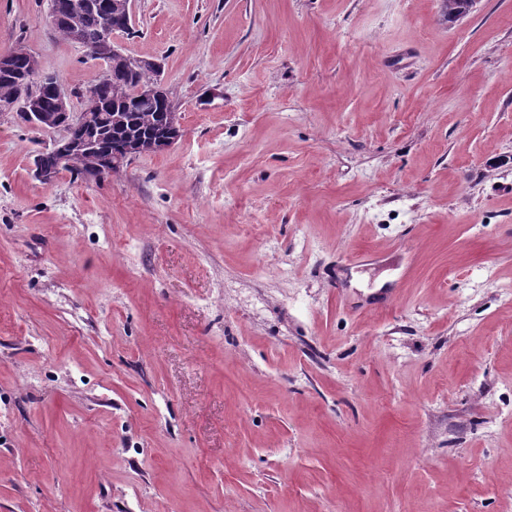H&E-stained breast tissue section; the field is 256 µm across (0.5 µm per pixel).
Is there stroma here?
Listing matches in <instances>:
<instances>
[{
  "label": "stroma",
  "instance_id": "obj_1",
  "mask_svg": "<svg viewBox=\"0 0 512 512\" xmlns=\"http://www.w3.org/2000/svg\"><path fill=\"white\" fill-rule=\"evenodd\" d=\"M0 0V50L102 63ZM171 148L0 115V512H512V0H134Z\"/></svg>",
  "mask_w": 512,
  "mask_h": 512
}]
</instances>
